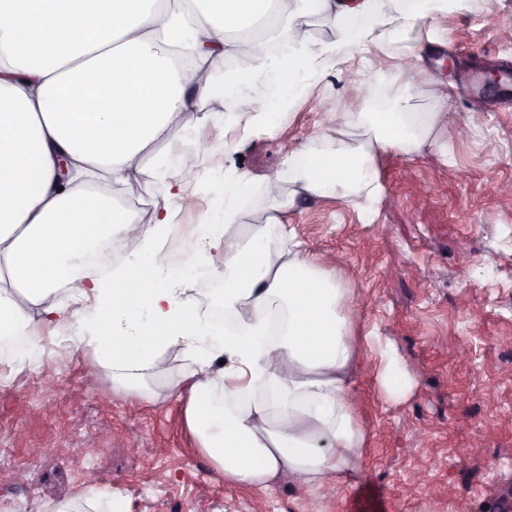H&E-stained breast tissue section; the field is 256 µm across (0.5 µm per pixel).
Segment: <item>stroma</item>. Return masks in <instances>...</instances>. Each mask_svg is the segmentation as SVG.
I'll use <instances>...</instances> for the list:
<instances>
[{"label":"stroma","mask_w":512,"mask_h":512,"mask_svg":"<svg viewBox=\"0 0 512 512\" xmlns=\"http://www.w3.org/2000/svg\"><path fill=\"white\" fill-rule=\"evenodd\" d=\"M510 27L512 0H460L422 24L415 102L432 111L437 79L447 128L413 158L378 157L375 200L300 199L283 217L326 271L342 270L354 329L412 379L395 401L360 366L367 454L349 483L225 487L185 427L184 400L166 393L188 358L161 353L146 378L155 397L128 394L69 329L37 361L0 362V512H93L81 496L91 471L131 512H492L494 495L512 496V199L496 192L512 182V94L476 84L485 70L512 71ZM407 66L405 43L369 41L328 63L274 134L194 152L203 186L180 227L200 223L225 171L263 180L325 117L359 111L351 85Z\"/></svg>","instance_id":"obj_1"}]
</instances>
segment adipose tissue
Instances as JSON below:
<instances>
[{"label": "adipose tissue", "instance_id": "obj_1", "mask_svg": "<svg viewBox=\"0 0 512 512\" xmlns=\"http://www.w3.org/2000/svg\"><path fill=\"white\" fill-rule=\"evenodd\" d=\"M446 4L0 0V358L37 360L40 322L72 321L89 329L88 346L119 388L142 396L160 353H183L191 364L171 391L184 395L186 428L225 486L345 483L365 458L353 400L360 359L377 360L374 378L389 397L404 396L409 381L392 354L356 335L347 317L354 294L285 237L281 217L299 195L375 197L377 157L415 155L447 115L416 111L411 77L375 73L360 111L289 151L275 179L290 193L272 195L264 223L238 231L256 181L225 174L222 206L192 228L196 252L176 270L157 244L203 179L177 145L209 125L275 133L324 78L325 61L387 25L409 35ZM314 17L334 38L315 40ZM259 23L287 42V55L249 54ZM259 83L261 95L245 98ZM212 99L229 114L204 111ZM161 145L151 172L177 205L156 209L145 226L112 195L132 192ZM117 236L142 246L109 277L80 274L85 257L107 261ZM199 274L216 283L202 305L176 286Z\"/></svg>", "mask_w": 512, "mask_h": 512}]
</instances>
